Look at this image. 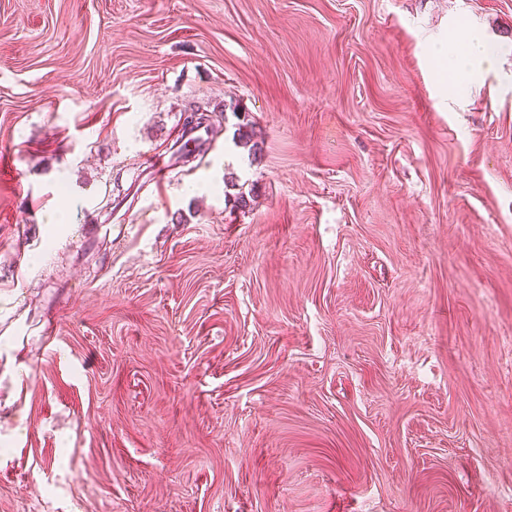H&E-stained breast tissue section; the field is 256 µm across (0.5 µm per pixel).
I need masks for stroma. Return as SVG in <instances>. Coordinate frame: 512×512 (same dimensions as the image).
<instances>
[{
    "label": "stroma",
    "instance_id": "obj_1",
    "mask_svg": "<svg viewBox=\"0 0 512 512\" xmlns=\"http://www.w3.org/2000/svg\"><path fill=\"white\" fill-rule=\"evenodd\" d=\"M0 154V512H512V0H0ZM462 48L457 51L441 45L435 49L440 68L458 71L473 79L487 71L496 56L495 50L477 31L467 30L459 37Z\"/></svg>",
    "mask_w": 512,
    "mask_h": 512
}]
</instances>
